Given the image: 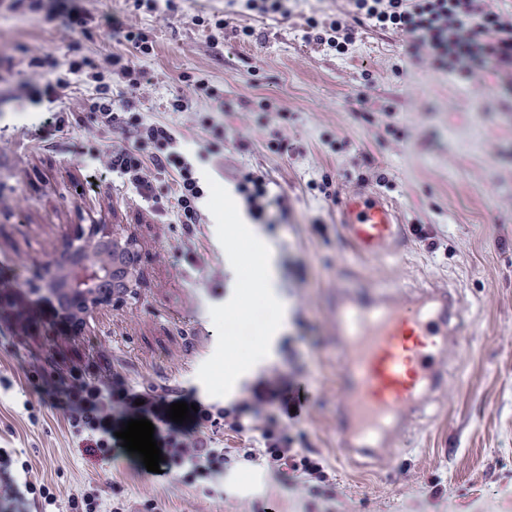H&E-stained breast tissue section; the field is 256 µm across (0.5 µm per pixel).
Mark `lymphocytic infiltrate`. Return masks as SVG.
I'll return each instance as SVG.
<instances>
[{
  "instance_id": "obj_1",
  "label": "lymphocytic infiltrate",
  "mask_w": 512,
  "mask_h": 512,
  "mask_svg": "<svg viewBox=\"0 0 512 512\" xmlns=\"http://www.w3.org/2000/svg\"><path fill=\"white\" fill-rule=\"evenodd\" d=\"M352 6V23L335 20L329 24V45L351 42L355 25L368 22L400 32L411 45L425 48L435 68L468 79L481 78L491 70L512 84V15L495 9L487 0H352ZM110 64L113 74L126 82L129 93L118 102L100 104L96 118L105 126L124 122L136 136L131 146L113 151L104 163L87 168V184L98 187L113 173L126 179L142 201L153 203L157 197L152 174L174 173L181 223H202L198 202L204 189L180 149L179 132L165 123L145 121L137 112L133 94L140 89L144 73L131 58L116 54ZM296 389L294 382L278 374L227 407L200 408L198 419L219 417L236 432H259L268 467L277 470L286 465L304 482L323 483L328 478L324 458L315 450H298L290 432L291 424L300 418L288 405ZM54 393L69 413L71 433L78 444L86 453L108 455L111 441L105 408L107 402L125 397L120 377L109 376L103 385L86 381L83 372L75 369ZM265 404L271 405L272 411L263 415L259 408Z\"/></svg>"
}]
</instances>
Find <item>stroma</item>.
Here are the masks:
<instances>
[{"mask_svg":"<svg viewBox=\"0 0 512 512\" xmlns=\"http://www.w3.org/2000/svg\"><path fill=\"white\" fill-rule=\"evenodd\" d=\"M75 1L101 20L88 34L65 26ZM9 4L0 0V54L14 58L0 69V293L27 303L29 314L21 325L16 309L0 313V448L19 459L0 470V512L36 510L23 460L56 495L55 512H70V496L89 482L113 485L131 512H512V87L490 71L474 85L436 69L393 30L357 28L343 54L313 41L312 24L349 19L350 0H282L266 15L244 0H173L154 11L134 0H41L35 11ZM128 29L154 47L136 58L146 73L139 112L174 127L196 157L205 190L197 230L177 218L171 176H156L152 207L115 174L86 186L85 167L134 136L121 122L93 123L94 85L76 80L64 91L61 106L85 119L64 132L47 102L17 92L42 81L29 58L52 54L65 78L71 64L100 66L125 52ZM19 44L26 52L17 56ZM200 79L223 91V111L193 95ZM178 88L191 96L183 112L171 106ZM281 140L293 152L279 153ZM250 172L284 200L286 212L269 210L274 227L239 222L247 206L235 189ZM359 185L394 200L408 223L433 225L437 249L415 244L404 268L358 260L336 228L335 199ZM228 223L239 224L240 240L225 241ZM82 224H112L132 239L140 278L63 338L38 292L39 273ZM228 249L246 275L273 252L276 288L289 305L285 332L231 393L224 358L246 361L251 349L229 326L253 303L224 308ZM398 280L457 292L466 341L451 350L441 395L413 426L407 451L382 452L380 465L367 467L336 454L341 393L329 297L340 283L371 289ZM76 367L92 381L123 377L129 398L114 405L112 431L145 418L161 446L205 437L224 451L222 473L169 457L147 471L118 438L111 457L85 455L51 396L54 381ZM275 372L295 375L307 397L296 431L329 466L318 488H284L259 456L258 432L168 416L178 401L228 405ZM258 482L263 492H254Z\"/></svg>","mask_w":512,"mask_h":512,"instance_id":"stroma-1","label":"stroma"}]
</instances>
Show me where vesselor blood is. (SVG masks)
Wrapping results in <instances>:
<instances>
[{"mask_svg":"<svg viewBox=\"0 0 512 512\" xmlns=\"http://www.w3.org/2000/svg\"><path fill=\"white\" fill-rule=\"evenodd\" d=\"M336 222L362 258L401 260L413 239L399 208L365 187L336 206ZM336 347L343 368L338 456L375 458L402 448L412 419L443 388L448 339L457 335L461 302L440 288H336Z\"/></svg>","mask_w":512,"mask_h":512,"instance_id":"vessel-or-blood-1","label":"vessel or blood"}]
</instances>
